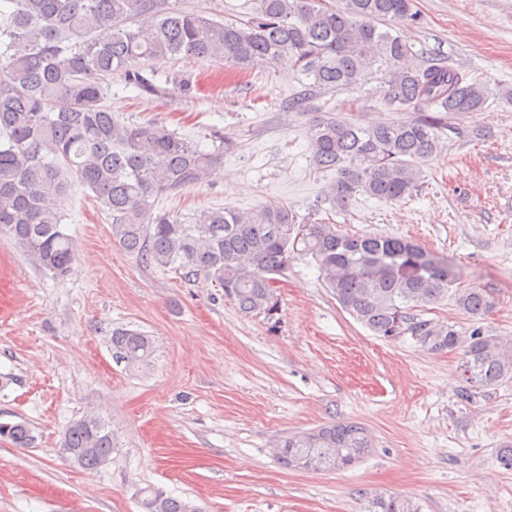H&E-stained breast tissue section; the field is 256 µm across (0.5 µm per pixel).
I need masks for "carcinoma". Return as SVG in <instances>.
Returning a JSON list of instances; mask_svg holds the SVG:
<instances>
[{
    "label": "carcinoma",
    "mask_w": 512,
    "mask_h": 512,
    "mask_svg": "<svg viewBox=\"0 0 512 512\" xmlns=\"http://www.w3.org/2000/svg\"><path fill=\"white\" fill-rule=\"evenodd\" d=\"M418 20L413 0H253L246 15L226 22L169 0H0V234L64 277L75 258L62 228L67 172L110 216L112 240L125 253L186 280L214 281L246 316L273 320L289 264L309 256L341 308L374 335L407 337L430 353L461 352L463 395L502 386L512 380V341L464 336L424 317L447 298L472 317L495 305L480 288L456 287L447 258L401 237L348 236L324 220L298 224L285 206L203 209L186 223L155 201L202 183L236 143L220 135L205 151L160 122L122 121L105 103L114 74L142 93L162 92L142 74L158 59L219 60L245 71L288 56L309 88L323 91L356 87L384 66L387 105L416 114L364 125L316 112L309 151L317 168L336 171L330 196L338 208L360 195L398 201L419 190L422 164L439 152L442 113L480 112L492 95L444 62L408 65L412 47L393 28H379ZM111 345L128 368L148 365L154 354L152 337L138 330H113ZM0 439L30 448L34 429L23 418L0 421ZM372 447L367 428L331 423L289 434L278 457L288 468L320 472L335 460L350 467ZM112 448V429L98 417L73 421L61 442L62 453L88 470L106 464ZM139 505L201 512L155 487L140 490ZM368 512L418 508L379 494Z\"/></svg>",
    "instance_id": "obj_1"
}]
</instances>
